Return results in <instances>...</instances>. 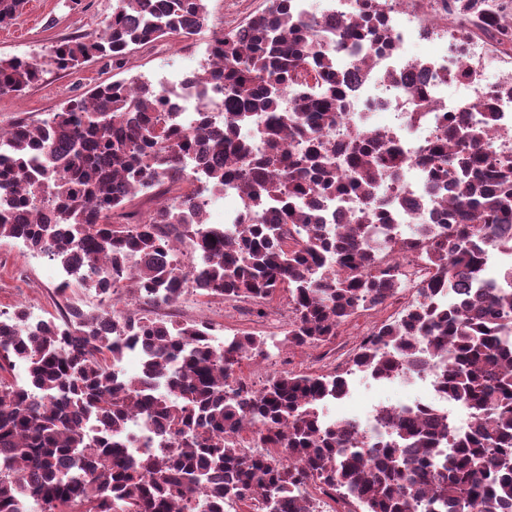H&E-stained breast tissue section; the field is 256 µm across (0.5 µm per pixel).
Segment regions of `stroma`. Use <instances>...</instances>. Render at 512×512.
<instances>
[{"label": "stroma", "instance_id": "35a3bbf8", "mask_svg": "<svg viewBox=\"0 0 512 512\" xmlns=\"http://www.w3.org/2000/svg\"><path fill=\"white\" fill-rule=\"evenodd\" d=\"M116 0H26L13 23L0 27V57L20 56L45 63L42 80L19 95H0V123L8 124L14 116L34 119L45 117L62 103L72 98L88 96L99 84L120 79L110 60L93 58L81 68L61 71L48 65L50 52L56 44L71 37L102 31L115 10ZM209 32L192 39L164 43L154 50L137 51L130 58L132 74L155 83L175 75L184 57L203 62L210 43L209 33L221 28H233L249 14L265 8L266 0H209ZM60 270L57 261L14 243L0 245V312L11 315L17 306L50 319L59 315L56 277ZM275 313L259 318L252 314L250 304L224 305L199 296L196 290H187L179 301L180 320L207 321L213 325L216 339L241 332L267 334L270 328H284L288 320V296L280 294L275 301ZM400 304L357 314L342 325L334 342L324 346L326 356L321 369L333 371L337 360L346 359L352 350L354 332L375 321L397 316ZM294 347L282 348L269 359L246 361L239 372L242 380L261 389L266 380L283 371H301ZM430 388L414 378L395 387L384 381L354 379L350 382L348 397L329 403V418L351 417L374 405H395L410 399L427 400Z\"/></svg>", "mask_w": 512, "mask_h": 512}]
</instances>
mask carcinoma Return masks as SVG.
<instances>
[{"mask_svg": "<svg viewBox=\"0 0 512 512\" xmlns=\"http://www.w3.org/2000/svg\"><path fill=\"white\" fill-rule=\"evenodd\" d=\"M242 24L213 33L197 73L203 92L224 93V120L178 123L150 83L98 85L46 117L0 126V244L24 237L66 268L109 269L94 284L113 299L130 284L149 306L179 301L191 286L207 297L251 302L259 317L284 290L292 316L281 344L317 347L361 311L385 306L398 274L385 253L419 251L433 269L400 316L359 345L353 368L375 380L435 371L448 399L471 415L464 430L448 413L379 410L389 437L325 421L319 407L347 389L342 373L285 372L260 390L236 375L268 358L267 338L236 333L212 347L205 322L136 316L112 303L98 313L69 308L23 333L0 324V370L22 361L23 385L0 379V512H319L304 494L319 483L346 512H512V292L484 279L486 244L512 251V155L487 148L497 122L447 118L423 148L428 180L447 186L435 225L397 240L383 177L407 164L380 129L355 127L336 143L327 131L349 110L366 58L390 46L387 0H355L344 21L302 14L293 0H267ZM472 36L512 59V0H445ZM25 0H0V26ZM207 0H122L105 28L54 47L51 64L74 70L100 56L125 70L130 54L205 27ZM42 65L0 57V95L38 83ZM415 88L409 119L427 111ZM207 163L203 185L131 221L129 202L186 179L185 160ZM239 182L236 223H208L205 194ZM362 203L324 234L321 199ZM470 282L460 300L456 281ZM432 348L419 356L420 340ZM146 351L140 374L117 378L127 349ZM134 412L164 446L137 457L123 439ZM255 433L254 448L240 439ZM264 452L257 453L255 449Z\"/></svg>", "mask_w": 512, "mask_h": 512, "instance_id": "obj_1", "label": "carcinoma"}]
</instances>
